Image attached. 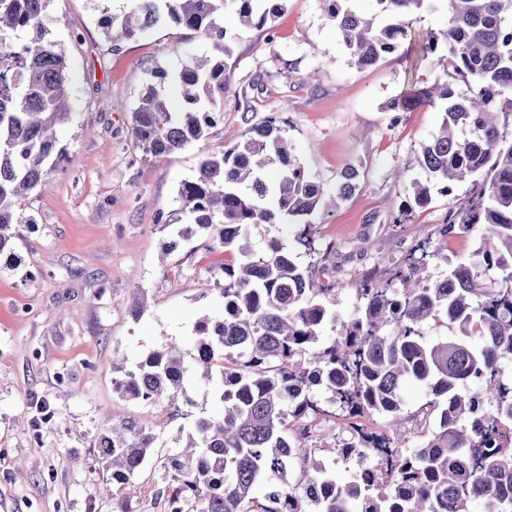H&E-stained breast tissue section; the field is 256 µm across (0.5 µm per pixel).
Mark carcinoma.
<instances>
[{
    "instance_id": "1",
    "label": "carcinoma",
    "mask_w": 512,
    "mask_h": 512,
    "mask_svg": "<svg viewBox=\"0 0 512 512\" xmlns=\"http://www.w3.org/2000/svg\"><path fill=\"white\" fill-rule=\"evenodd\" d=\"M52 0H0V274L21 271V226L36 223L25 202L64 163L74 161L59 139L71 117L67 56L52 35ZM244 28H267L275 0H230ZM359 70L414 42L417 56H437L466 79L469 94L448 79L407 83L390 101L394 112L429 107L442 112L440 129L421 146V175L407 184L402 213L448 196L461 183L479 192L455 213L449 228L480 229L472 254L448 257V274L430 271L424 251L400 275V286L367 284L349 321L333 309L336 289L303 269L282 239L253 248L254 225L298 224L312 248L311 217L347 200L358 170L347 167L328 197L296 161L285 126L270 119L243 142L203 159L181 182L167 221L179 240L207 234L236 252L239 264L219 266L223 312L194 328L195 354L175 344L149 351L128 366L113 362L115 392L144 403L165 401L190 420L178 428L166 457L168 512H512V0H439L447 14L437 35L408 33L411 17L430 0H374L371 17L355 0H321ZM215 0H133L122 17L104 19L114 42L163 23L194 31L216 52L191 56L173 82L181 102L171 106L156 74L131 109V134L145 155L169 157L206 138L224 117L231 85L225 58L228 30ZM447 322L452 334L432 339L426 328ZM334 335L323 336L326 327ZM193 378L212 384L220 411L193 417ZM424 387L420 413H437V427L419 448H404L361 421L376 415L397 423L402 388ZM348 421L349 439L332 448L312 432L322 414ZM158 435L137 421L112 422L97 452L106 470L101 491L130 484L157 447ZM344 461L369 460L373 482L357 473L337 479L324 452ZM306 501L309 508L301 507Z\"/></svg>"
}]
</instances>
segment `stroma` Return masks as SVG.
Here are the masks:
<instances>
[{
    "label": "stroma",
    "mask_w": 512,
    "mask_h": 512,
    "mask_svg": "<svg viewBox=\"0 0 512 512\" xmlns=\"http://www.w3.org/2000/svg\"><path fill=\"white\" fill-rule=\"evenodd\" d=\"M130 4H51L53 34L67 50L72 112L59 135L77 161L25 205L36 223L24 229L20 255L33 278L0 274V512H167L164 462L179 423L165 403L119 398L112 358L120 352L133 364L169 342L192 352L198 319L222 314L218 296L203 295L202 288L234 253L201 234L165 259L159 244L170 234L164 222L177 206L181 181L218 146L244 140L250 126L271 116L288 121L295 157L328 193H335L344 167L359 170L355 194L313 216L315 251L299 243L294 225L250 231L255 249L276 235L304 268L330 270L341 318L356 315L364 283L395 282L422 251H439L430 270L441 276L445 257L465 258L475 247V233L442 235L452 211L472 196L471 185L400 218L408 196L393 172L404 167L419 176L420 146L442 115L426 107L390 112L385 104L407 78L429 80L431 60L413 70L400 51L356 69L319 0H281L272 41L265 29L241 28L233 11H225L221 18L233 39L224 119L207 139L153 157L134 144L131 108L154 71L176 73L187 57L211 49L171 24L113 43L100 20L124 14ZM258 77L259 91L252 87ZM243 91L252 112L240 105ZM138 288L146 291V307L135 317L129 299ZM403 392L401 443L416 448L437 420L416 421L424 398L411 384ZM109 416L136 419L159 436L135 482L114 494L101 491L106 473L95 450Z\"/></svg>",
    "instance_id": "1"
}]
</instances>
